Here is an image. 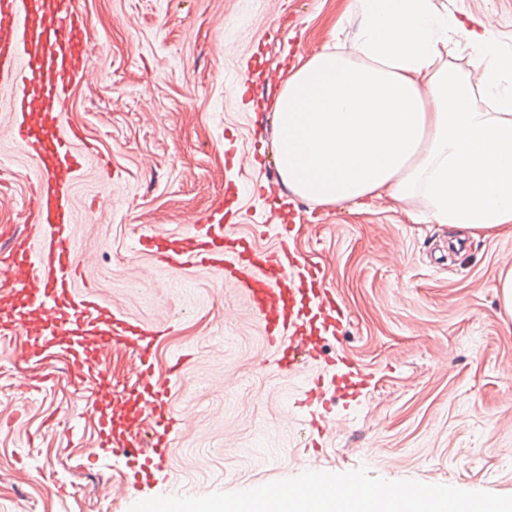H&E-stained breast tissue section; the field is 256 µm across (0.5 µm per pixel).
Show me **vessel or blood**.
<instances>
[{"instance_id":"vessel-or-blood-1","label":"vessel or blood","mask_w":512,"mask_h":512,"mask_svg":"<svg viewBox=\"0 0 512 512\" xmlns=\"http://www.w3.org/2000/svg\"><path fill=\"white\" fill-rule=\"evenodd\" d=\"M87 20L79 0H0V112L13 116L11 138L31 159L27 201L33 233L15 245L6 277L26 304L0 325L14 336L39 330L42 346L65 342L72 351L68 373L75 378L104 375L102 353L115 344L140 343L164 335L165 325L134 323L82 285L72 200L74 177L99 164L80 129L64 119L74 82L85 74ZM140 253L177 270L192 263L227 277L259 319L275 362L299 381L294 404L309 408L311 432L325 435L336 401H358L368 383L356 366L346 372L323 359L322 335L344 329L345 312L326 294L324 270L302 265L287 245L259 251L229 224H195L189 234L143 235ZM144 366L133 393L131 414L153 415L148 451L122 430L112 410V387L99 383L96 412L103 423L98 449L122 455L134 486L156 482L180 430L166 381L157 378L141 351ZM325 362L320 379L302 378L301 369Z\"/></svg>"}]
</instances>
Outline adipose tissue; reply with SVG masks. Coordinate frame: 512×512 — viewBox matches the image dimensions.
Masks as SVG:
<instances>
[{"label":"adipose tissue","mask_w":512,"mask_h":512,"mask_svg":"<svg viewBox=\"0 0 512 512\" xmlns=\"http://www.w3.org/2000/svg\"><path fill=\"white\" fill-rule=\"evenodd\" d=\"M356 7L354 39L314 55L276 97L283 184L318 205L406 203L419 190L436 223L512 232V50L435 0ZM462 46L473 71L452 64Z\"/></svg>","instance_id":"ef3b65f1"}]
</instances>
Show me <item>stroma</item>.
I'll use <instances>...</instances> for the list:
<instances>
[{"label":"stroma","instance_id":"35a3bbf8","mask_svg":"<svg viewBox=\"0 0 512 512\" xmlns=\"http://www.w3.org/2000/svg\"><path fill=\"white\" fill-rule=\"evenodd\" d=\"M354 0H81L88 75L65 107L112 169L74 187L75 231L96 293L135 321H170L152 368L183 417L167 461L174 491L203 496L291 479L317 468L366 467L416 480L512 495V317L498 290L512 269V233L474 238L426 221L428 203L375 198L318 205L253 187L276 173L269 71L291 74L324 47L350 42ZM439 10L492 24L512 49V0H438ZM0 113V239L28 222L29 158ZM252 190L226 202L229 179ZM230 204L241 236L286 243L325 270L345 307L327 357L344 355L370 383L334 407L323 455L293 405L295 379L273 361L259 320L235 288L192 265L173 271L135 250L152 232ZM291 214L286 238L275 228ZM0 354V512H128L146 495L124 457L92 450L93 383L53 348Z\"/></svg>","mask_w":512,"mask_h":512}]
</instances>
